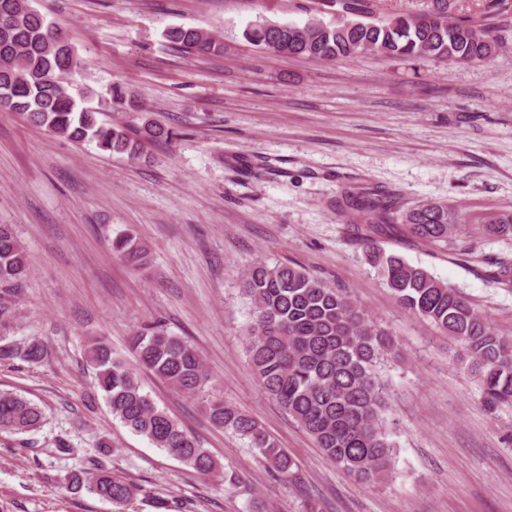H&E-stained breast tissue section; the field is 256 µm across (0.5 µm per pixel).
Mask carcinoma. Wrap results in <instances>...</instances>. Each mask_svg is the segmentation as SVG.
<instances>
[{"instance_id":"carcinoma-1","label":"carcinoma","mask_w":512,"mask_h":512,"mask_svg":"<svg viewBox=\"0 0 512 512\" xmlns=\"http://www.w3.org/2000/svg\"><path fill=\"white\" fill-rule=\"evenodd\" d=\"M339 9L329 22L310 18L290 24L284 35L271 32L273 22L248 25L243 37L251 44L286 57L318 60L352 59L364 53L397 59H433L478 63L496 52L498 38L491 27L452 20L453 0H424V7L407 14L373 19V0H318ZM12 7L11 38L0 43V109L20 115L28 124L74 143H93L109 154L141 156V141L176 139L177 133L153 119L144 121L138 138L126 125L99 116L122 110L143 111L137 93L115 82L97 106L85 105L89 92L75 89L68 76L78 66L77 50L56 49L63 33L32 8L29 0H0ZM177 51L206 55L223 48L220 40L199 28L175 26L164 32ZM337 213L362 214L376 232L403 224L410 235L450 250L474 255L469 243L455 242L465 217L448 204L431 202L407 212L393 209L387 197L346 190L336 199ZM495 237L512 235V215L485 226ZM369 264L390 288L398 304L430 322L456 341L472 372L480 377L484 407L496 412L512 408V339L498 335L490 321L461 293L403 257L386 254L374 237L362 238ZM112 253L139 270L148 262L145 243L133 234L112 240ZM31 273L26 247L10 224H0V362L43 361L46 348L37 338L12 336L21 284ZM492 282L512 284V263L503 260ZM251 300L253 323L247 329V356L263 393L276 401L312 438L326 458L362 483L388 476L394 448L385 426L388 395L378 368L393 349L389 333L371 320L345 294L290 264L270 266L258 261L242 279ZM138 363L172 389L197 400L210 423L248 441L282 481L294 478L295 462L251 413L224 403L214 392L211 375L197 349L169 334L164 325L146 324L131 337ZM84 360L94 372L98 391L112 416L133 433L175 456L206 476L218 461L174 416L144 392L134 368L114 355L109 340L92 336ZM44 414L32 401L0 392V432L27 433L40 427ZM75 489L86 488L122 507L140 488L103 468L70 478Z\"/></svg>"}]
</instances>
